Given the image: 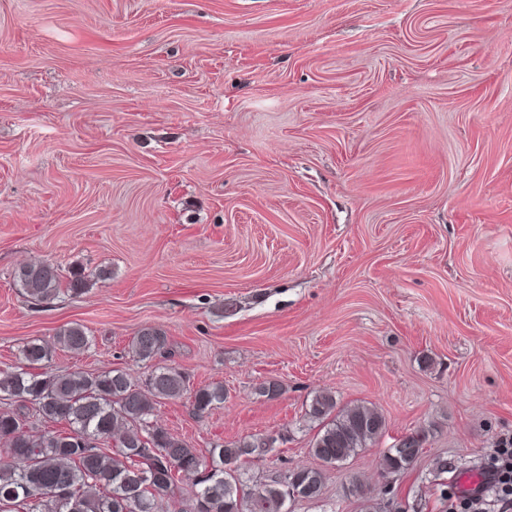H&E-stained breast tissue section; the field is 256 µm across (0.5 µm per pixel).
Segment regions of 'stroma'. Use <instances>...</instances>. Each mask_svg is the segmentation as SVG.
Here are the masks:
<instances>
[{
    "label": "stroma",
    "mask_w": 512,
    "mask_h": 512,
    "mask_svg": "<svg viewBox=\"0 0 512 512\" xmlns=\"http://www.w3.org/2000/svg\"><path fill=\"white\" fill-rule=\"evenodd\" d=\"M38 261L86 292L28 302ZM72 322L93 344L54 370L223 383L220 408L155 418L202 451L274 437L250 487L315 466L318 392L378 409L290 512L387 486L469 512L458 476L512 440V0H0V371ZM146 326L155 362L129 352ZM166 345L164 332L156 327L147 326L140 329L133 337L130 344V351L133 356L147 360L161 354ZM428 438L424 430L402 437L392 448H388L382 458V475L388 477L410 469L418 460L422 447Z\"/></svg>",
    "instance_id": "35a3bbf8"
}]
</instances>
